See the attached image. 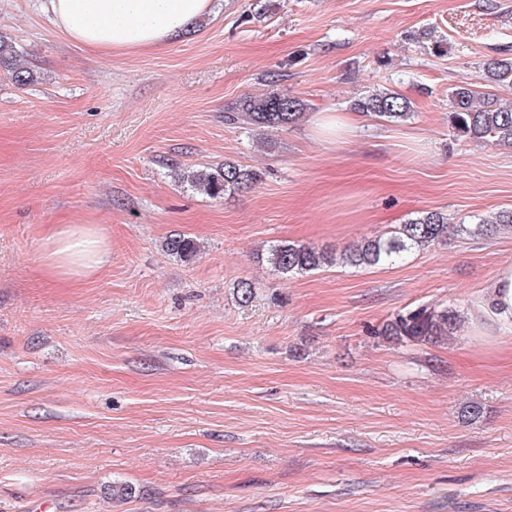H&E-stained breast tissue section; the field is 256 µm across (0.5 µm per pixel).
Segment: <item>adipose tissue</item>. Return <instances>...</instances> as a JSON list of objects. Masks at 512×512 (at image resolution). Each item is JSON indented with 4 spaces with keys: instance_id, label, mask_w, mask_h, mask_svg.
<instances>
[{
    "instance_id": "adipose-tissue-1",
    "label": "adipose tissue",
    "mask_w": 512,
    "mask_h": 512,
    "mask_svg": "<svg viewBox=\"0 0 512 512\" xmlns=\"http://www.w3.org/2000/svg\"><path fill=\"white\" fill-rule=\"evenodd\" d=\"M216 0H46L56 27L72 42L110 53L153 50L193 31ZM111 244L98 225L60 224L49 234L40 268L50 282L68 286L98 275L110 262ZM475 328L493 323L512 331V265L501 266L477 301Z\"/></svg>"
}]
</instances>
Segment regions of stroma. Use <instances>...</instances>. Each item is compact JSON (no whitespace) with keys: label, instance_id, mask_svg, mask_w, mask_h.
I'll use <instances>...</instances> for the list:
<instances>
[{"label":"stroma","instance_id":"stroma-1","mask_svg":"<svg viewBox=\"0 0 512 512\" xmlns=\"http://www.w3.org/2000/svg\"><path fill=\"white\" fill-rule=\"evenodd\" d=\"M0 31L36 76L0 69V512H512V333L368 332L421 305L471 313L512 231L290 277L255 257L341 250L419 211H512V148L448 125L452 88L512 56V0H221L189 37L112 55L69 41L41 0H0ZM379 85L410 120L315 134ZM272 89L305 120L226 121ZM227 159L261 180L212 199L172 171ZM58 224L105 230L98 276L43 278ZM177 233L196 258L166 252ZM117 480L134 498H105Z\"/></svg>","mask_w":512,"mask_h":512}]
</instances>
